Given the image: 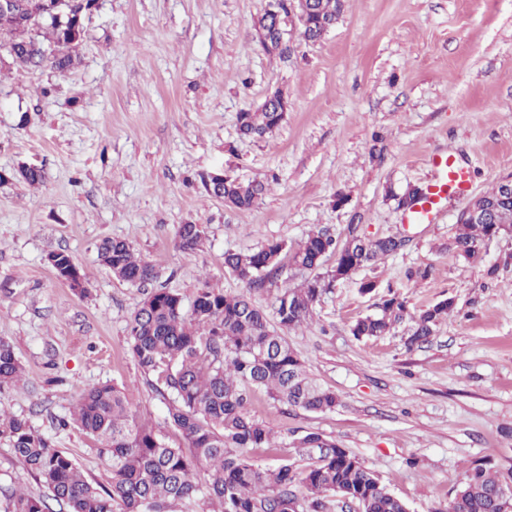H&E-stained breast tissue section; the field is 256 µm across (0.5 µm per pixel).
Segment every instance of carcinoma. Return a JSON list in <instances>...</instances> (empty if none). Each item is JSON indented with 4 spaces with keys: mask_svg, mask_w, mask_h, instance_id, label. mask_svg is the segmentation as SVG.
<instances>
[{
    "mask_svg": "<svg viewBox=\"0 0 512 512\" xmlns=\"http://www.w3.org/2000/svg\"><path fill=\"white\" fill-rule=\"evenodd\" d=\"M36 2L16 0L12 15L0 18V48L10 51L12 67L49 66L66 72L74 65L81 38L70 36L67 25L50 16L37 19ZM341 7V0H296L297 9L309 10L301 39L322 40L327 35L323 22L338 20ZM278 109L279 103L271 101L240 112V136L263 138L275 132L281 125ZM205 191L245 210L263 196L266 186L256 180H229L222 188ZM490 235L489 224H459L453 248L480 262L476 245ZM204 240L201 224H182L176 232V244L185 251L197 249ZM285 249V243L269 241L246 252H224L225 271L243 282L246 292L202 288L187 313L179 294L154 288L131 315L130 352L168 395L170 422L186 447L170 445L163 434L138 421L117 386H91L81 394L74 418L110 461L112 477L102 486L89 480L27 418L0 412V438L47 492L7 495L0 500V512H50L52 501L68 512H183L186 504L200 505L202 512H288V504L298 501L307 512H332V495L356 503L360 512H408L407 504L357 456L317 432L295 442L303 466L285 460L275 469H263L251 461L252 451L276 447L268 427L247 410L252 390L264 388L274 401L309 412L336 406V394L309 378L282 332L306 323L337 281L401 246L394 236L371 238L357 224L343 242L324 229L308 235L290 251L291 265L303 280L276 297L273 325L251 291L277 279ZM329 253L336 254V265L321 274L317 269ZM98 258L122 282L141 288L157 278L155 267L124 240H103ZM453 309L448 298L410 317L404 299L390 292L377 312L355 321L351 332L358 339L382 336L408 316V345H418L430 340ZM20 379L14 349L0 337V394ZM200 467L207 471L202 479L196 473ZM510 487L512 468L493 473L477 463L453 496L456 512H502L500 492Z\"/></svg>",
    "mask_w": 512,
    "mask_h": 512,
    "instance_id": "carcinoma-1",
    "label": "carcinoma"
}]
</instances>
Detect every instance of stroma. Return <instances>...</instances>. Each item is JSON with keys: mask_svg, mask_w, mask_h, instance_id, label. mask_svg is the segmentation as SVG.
I'll return each mask as SVG.
<instances>
[{"mask_svg": "<svg viewBox=\"0 0 512 512\" xmlns=\"http://www.w3.org/2000/svg\"><path fill=\"white\" fill-rule=\"evenodd\" d=\"M267 0H98L73 68L0 70V171L24 163L37 186L0 183V337L24 368L0 407L29 418L84 474L107 483L109 463L69 421L81 392L122 388L130 412L177 445L168 402L129 350L128 321L147 291L114 278L97 256L106 238L155 266V287L191 305L199 289L245 285L226 250L270 240L295 247L319 228L343 238L408 237L399 253L339 282L308 325L286 331L336 407L310 413L253 391L249 411L274 433L263 468L292 458L318 432L375 471L410 512H434L473 462L512 467V237L475 264L450 251L460 212L512 175V0H343L321 40L266 53L255 21ZM284 90L273 135L243 139L237 116ZM451 154L468 168V196L432 223L406 221L401 199ZM225 172L267 182L250 209L207 195ZM200 224L201 247L175 244ZM65 250L85 278L77 294L47 263ZM373 281L377 290L360 291ZM394 291L410 314L453 298L432 340L405 344L407 324L359 340L350 327ZM42 487L0 440V495ZM205 228L200 224H182L176 232V244L185 251L197 249L205 240Z\"/></svg>", "mask_w": 512, "mask_h": 512, "instance_id": "1", "label": "stroma"}]
</instances>
